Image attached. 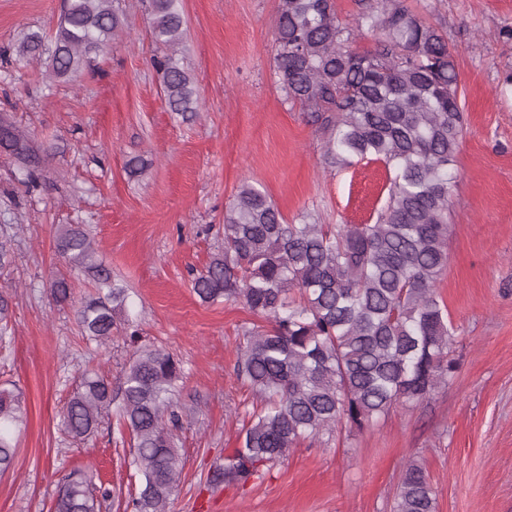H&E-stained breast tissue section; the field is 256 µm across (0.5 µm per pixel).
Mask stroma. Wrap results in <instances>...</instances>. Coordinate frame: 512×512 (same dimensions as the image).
<instances>
[{"mask_svg":"<svg viewBox=\"0 0 512 512\" xmlns=\"http://www.w3.org/2000/svg\"><path fill=\"white\" fill-rule=\"evenodd\" d=\"M448 38L465 130L448 216V265L437 292L456 329V370L428 401L394 409L363 430L303 441L245 488L213 479L238 445L252 395L233 375L253 315L237 302H202L193 272L223 245L226 206L258 183L291 224H372L389 193L383 162L328 169L321 140L272 68L279 0H182L183 62L199 106L171 112L151 66L142 0H120L125 25L97 69L52 79L20 59L31 32L52 36L64 0H0V113L43 163L23 182L0 152V235L12 263L0 385L22 392L26 427L0 475V512H51L70 470L96 471L111 494L101 512H125L134 479L115 416L73 443L60 412L76 377L97 367L119 382L138 346L179 362L180 484L168 512H391L407 459L425 469L437 512H512V0H405ZM147 161L144 175L125 169ZM88 230L96 257L127 290L126 330L100 348L77 312L95 290L72 277L68 302L50 281L66 265L56 235Z\"/></svg>","mask_w":512,"mask_h":512,"instance_id":"obj_1","label":"stroma"}]
</instances>
